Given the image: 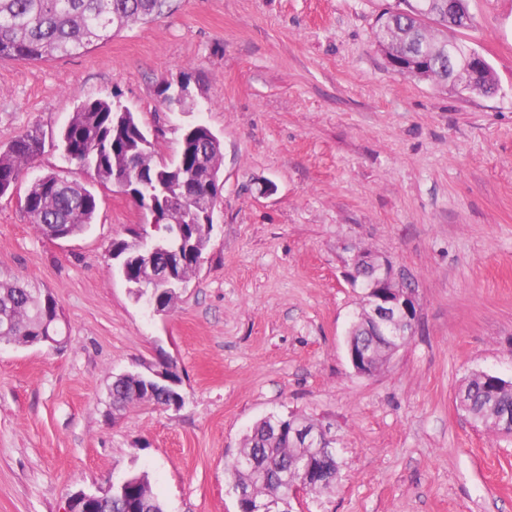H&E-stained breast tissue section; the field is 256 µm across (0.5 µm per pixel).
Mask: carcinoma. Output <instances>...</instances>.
I'll use <instances>...</instances> for the list:
<instances>
[{
    "mask_svg": "<svg viewBox=\"0 0 512 512\" xmlns=\"http://www.w3.org/2000/svg\"><path fill=\"white\" fill-rule=\"evenodd\" d=\"M171 0H0V59L10 58L21 62L44 61L71 56L87 51L91 46L109 40L112 35L136 24L161 16L170 8ZM401 12L383 11L377 18L374 42L386 57L391 56L388 34L397 27L408 39V45L419 50L441 48L431 56L427 70L414 74L420 80L443 86L448 82V46L454 44L456 55L462 59L474 50L461 38L463 31L477 27L470 12L469 0H455L460 15L469 17L464 28L448 21V0H399ZM498 88L491 66L472 86L455 91L457 95H490ZM182 136L176 158L163 166L155 160V143L147 129L127 109H120L110 97L85 100L77 105L68 123L59 134L65 158L82 168H88L103 182L116 180L117 176L131 170L127 193L138 204H143L144 190L161 186L174 191L177 176H186L195 164L203 169H221L223 145L219 136L208 138L201 148L189 142V130ZM42 149V134L36 127L15 135L10 143L0 147V195L31 165ZM27 196L31 207L26 209L30 223L46 238L53 239L58 232L73 236L84 233L92 224L98 199L82 182L64 179L54 173L38 177L30 186ZM192 206L183 213L171 215L172 223L160 225L166 229L174 223L183 224L188 233L199 231L192 223L196 215ZM58 314L56 302H34V295L19 284L0 283V336L25 343L30 336L46 335L45 322ZM465 412L472 423L496 433L506 435L510 429L501 428L492 420L493 415H512V389L500 386L494 376L476 375L465 387ZM148 401L166 404L169 398L156 391L149 395L134 392L133 381H117L112 386V406ZM242 451L256 461L252 469L245 470L233 461L228 467L235 485H243L257 498L274 496L288 499L291 469L295 466L298 449L288 441V432L279 435L270 430L263 418L256 422L245 437ZM310 459L318 469V477L309 480L308 493L319 496L329 492L335 484L334 475L340 469L333 443H326L325 450H314ZM116 497L98 502L93 512H163L162 502L152 492L147 477L132 475L126 478L123 490L115 491Z\"/></svg>",
    "mask_w": 512,
    "mask_h": 512,
    "instance_id": "obj_1",
    "label": "carcinoma"
}]
</instances>
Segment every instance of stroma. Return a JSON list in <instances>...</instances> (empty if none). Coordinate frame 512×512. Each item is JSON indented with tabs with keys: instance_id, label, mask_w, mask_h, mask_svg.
I'll return each mask as SVG.
<instances>
[{
	"instance_id": "obj_1",
	"label": "stroma",
	"mask_w": 512,
	"mask_h": 512,
	"mask_svg": "<svg viewBox=\"0 0 512 512\" xmlns=\"http://www.w3.org/2000/svg\"><path fill=\"white\" fill-rule=\"evenodd\" d=\"M394 0H175L79 55L0 60V147L44 149L0 196V281L52 295L61 350L0 343V512H66L70 492L147 474L165 512H238L227 464L272 413L329 426L332 493L294 512H512V439L473 427L475 373L512 381V0H469L466 40L499 90L461 98L393 71L374 44ZM190 80L167 109L162 84ZM113 97L159 130L161 160L198 122L221 136L223 188L204 260L166 314L135 302L108 257L141 223L95 185L90 229L54 240L22 200L53 172L87 175L57 135ZM387 257L416 290L413 336L373 376L347 332L349 256ZM172 363L183 402L112 408L115 375Z\"/></svg>"
}]
</instances>
